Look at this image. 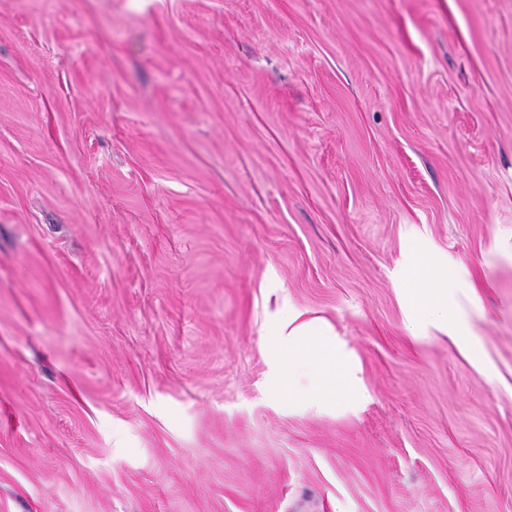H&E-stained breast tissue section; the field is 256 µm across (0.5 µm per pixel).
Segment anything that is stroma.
Returning <instances> with one entry per match:
<instances>
[{"mask_svg": "<svg viewBox=\"0 0 512 512\" xmlns=\"http://www.w3.org/2000/svg\"><path fill=\"white\" fill-rule=\"evenodd\" d=\"M0 512H512V0H0ZM306 314L301 310L292 311L277 322L269 336V347L275 350L276 356L287 359L285 374L289 377L292 371L316 354L322 359L324 378L320 388L312 393L311 400L334 404L337 394L347 400L360 398L358 379L349 359L336 344L315 337L326 336L325 329L318 319H307Z\"/></svg>", "mask_w": 512, "mask_h": 512, "instance_id": "obj_1", "label": "stroma"}]
</instances>
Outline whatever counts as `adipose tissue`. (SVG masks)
Returning <instances> with one entry per match:
<instances>
[{
  "mask_svg": "<svg viewBox=\"0 0 512 512\" xmlns=\"http://www.w3.org/2000/svg\"><path fill=\"white\" fill-rule=\"evenodd\" d=\"M324 333L318 319L295 310L277 322L268 344L278 358L286 359V369L290 372L301 367L312 355L321 357L324 378L312 393V401L332 404L340 396L348 400L360 398L361 390L354 367L335 344L324 341Z\"/></svg>",
  "mask_w": 512,
  "mask_h": 512,
  "instance_id": "adipose-tissue-1",
  "label": "adipose tissue"
}]
</instances>
